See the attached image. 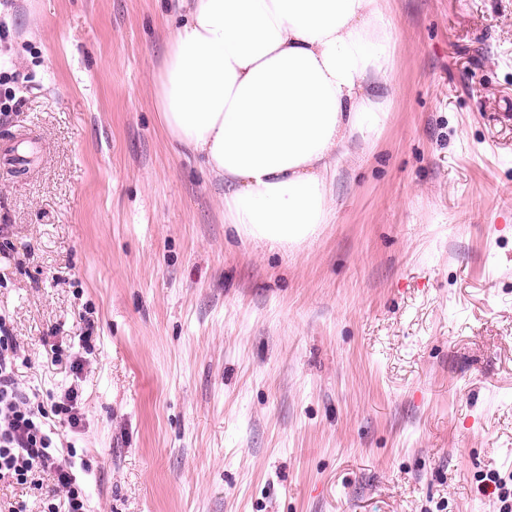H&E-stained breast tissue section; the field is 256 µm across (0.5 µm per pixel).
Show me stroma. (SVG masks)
<instances>
[{
  "label": "stroma",
  "instance_id": "1",
  "mask_svg": "<svg viewBox=\"0 0 512 512\" xmlns=\"http://www.w3.org/2000/svg\"><path fill=\"white\" fill-rule=\"evenodd\" d=\"M390 7L385 128L284 253L160 129L180 0H0L33 158L0 163V316L25 392L81 395L89 512L512 506V0Z\"/></svg>",
  "mask_w": 512,
  "mask_h": 512
}]
</instances>
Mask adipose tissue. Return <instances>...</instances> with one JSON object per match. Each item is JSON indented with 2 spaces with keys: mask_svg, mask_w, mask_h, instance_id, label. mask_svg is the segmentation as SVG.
I'll return each instance as SVG.
<instances>
[{
  "mask_svg": "<svg viewBox=\"0 0 512 512\" xmlns=\"http://www.w3.org/2000/svg\"><path fill=\"white\" fill-rule=\"evenodd\" d=\"M154 75L166 138L224 183V221L294 248L331 216L328 176L389 110V0H183Z\"/></svg>",
  "mask_w": 512,
  "mask_h": 512,
  "instance_id": "adipose-tissue-1",
  "label": "adipose tissue"
}]
</instances>
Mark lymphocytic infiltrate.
<instances>
[{
    "instance_id": "f902f5d3",
    "label": "lymphocytic infiltrate",
    "mask_w": 512,
    "mask_h": 512,
    "mask_svg": "<svg viewBox=\"0 0 512 512\" xmlns=\"http://www.w3.org/2000/svg\"><path fill=\"white\" fill-rule=\"evenodd\" d=\"M18 346L5 320L0 319V481L31 489L41 486L42 474H52L62 504H49L47 512H86V502L71 464L47 430L51 419L69 428L82 423L77 390L57 402L32 401L16 378Z\"/></svg>"
}]
</instances>
